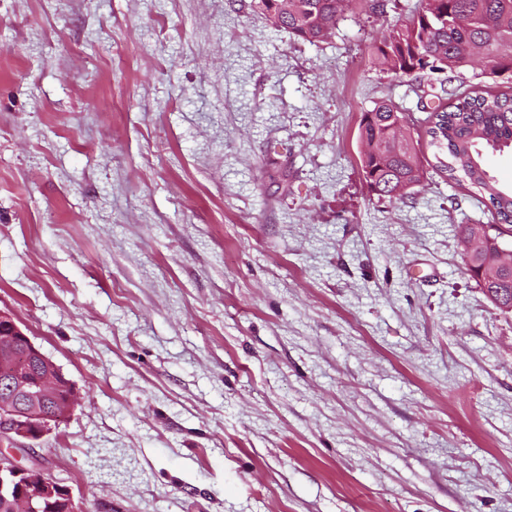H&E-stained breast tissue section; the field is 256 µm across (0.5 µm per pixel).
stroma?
I'll return each mask as SVG.
<instances>
[{
    "label": "stroma",
    "mask_w": 512,
    "mask_h": 512,
    "mask_svg": "<svg viewBox=\"0 0 512 512\" xmlns=\"http://www.w3.org/2000/svg\"><path fill=\"white\" fill-rule=\"evenodd\" d=\"M419 5L312 45L253 0H0V309L78 397L21 465L90 512H512V313L458 230L492 207L360 167L382 100L433 158V75L375 60Z\"/></svg>",
    "instance_id": "obj_1"
}]
</instances>
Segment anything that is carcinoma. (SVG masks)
Here are the masks:
<instances>
[{"mask_svg": "<svg viewBox=\"0 0 512 512\" xmlns=\"http://www.w3.org/2000/svg\"><path fill=\"white\" fill-rule=\"evenodd\" d=\"M362 0H279L275 26L293 38L315 44L322 41L343 15ZM469 46L498 54L485 57L483 71L494 75L512 70V0H441L432 15L415 14L411 23L388 31L377 47V59L396 75L452 73L472 61L462 53ZM429 145L435 149L438 174L459 176L488 196L494 217L512 223V186L491 176L483 151L512 152V96L461 95L447 108H435L427 116ZM360 140L384 144L378 154L361 157L366 186L379 198L402 199L400 187L421 184L422 161L406 114L390 100L363 113ZM483 293L496 297L504 310L512 306V265L501 266L495 276L477 282Z\"/></svg>", "mask_w": 512, "mask_h": 512, "instance_id": "obj_1", "label": "carcinoma"}]
</instances>
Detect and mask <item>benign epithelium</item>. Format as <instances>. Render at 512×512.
Instances as JSON below:
<instances>
[{
  "mask_svg": "<svg viewBox=\"0 0 512 512\" xmlns=\"http://www.w3.org/2000/svg\"><path fill=\"white\" fill-rule=\"evenodd\" d=\"M512 229L475 225L466 242L465 259L472 265L477 252L503 257L512 252ZM77 403L74 386L35 344L9 310H0V438L37 441L64 422ZM57 497L65 512H85L71 489L38 466L25 468L0 451V501L10 512H41Z\"/></svg>",
  "mask_w": 512,
  "mask_h": 512,
  "instance_id": "1",
  "label": "benign epithelium"
}]
</instances>
